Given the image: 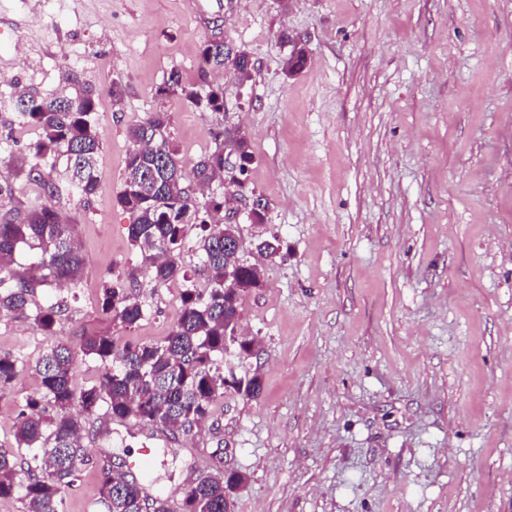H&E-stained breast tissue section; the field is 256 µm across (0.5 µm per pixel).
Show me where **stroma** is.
I'll return each mask as SVG.
<instances>
[{"mask_svg":"<svg viewBox=\"0 0 512 512\" xmlns=\"http://www.w3.org/2000/svg\"><path fill=\"white\" fill-rule=\"evenodd\" d=\"M0 0V217L45 199L20 173L38 132L20 126L17 91L47 97L74 71L97 91L98 188L55 206L78 228L85 268L63 297L59 336L117 343L167 335L180 283L136 293L125 330L101 312L106 280L137 259L122 187L129 129L151 113L186 168L217 127L253 147L243 197L231 201L243 257L278 236L240 325L262 353L260 398L225 393L206 426L170 443L132 422L87 436L82 479L65 512H94L103 450L151 449L155 487L179 504L215 464L246 475L234 512H512V0ZM246 50L251 82L232 69L215 114L158 95L170 70L198 81L213 18ZM306 43V68L283 72L281 32ZM121 99H113V83ZM268 204L254 224L253 198ZM49 345L30 318L0 313V354L27 366L0 390V446L11 447L35 365ZM222 460H215L216 446Z\"/></svg>","mask_w":512,"mask_h":512,"instance_id":"35a3bbf8","label":"stroma"}]
</instances>
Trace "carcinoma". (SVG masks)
<instances>
[{"mask_svg":"<svg viewBox=\"0 0 512 512\" xmlns=\"http://www.w3.org/2000/svg\"><path fill=\"white\" fill-rule=\"evenodd\" d=\"M280 40L291 45L285 64L295 63L292 73L307 64L302 41L286 32ZM201 55L208 72L232 66L239 81L252 79L253 66L244 50L234 51L222 41L207 40ZM65 86L52 98L21 96V123L37 128L38 139L29 151L36 160L28 175L43 183L49 201L35 204L0 220V313L25 316L40 288L54 283L75 285L85 259L76 241V225L64 218L51 203L66 195L80 202L94 194L97 185L99 135L94 123L95 94L79 76L69 72ZM210 112L224 111V87L210 85L201 92L183 82L172 70L158 89ZM169 118L154 112L129 129L131 146L126 153L123 187L118 205L130 216L128 238L139 263L107 282L102 288V313L112 323L132 329L144 319L143 304L132 289L146 275L157 287L173 281L182 285L177 320L163 339L155 342L116 343L108 333L81 336L78 346L57 338L60 304L36 307L34 324L52 344L37 362L41 392L29 397L14 425L15 446L0 448V501L20 499L24 512H63V492L80 480L87 462L84 432L110 434L112 421H135L161 432L175 443L180 436L204 425L216 402L233 391L256 399L262 391L260 377L248 372L240 376L244 387L224 386V355L235 352L249 357L255 337L235 334L240 308L247 295L264 286V268L243 259L242 251L224 247V239L237 235L233 224L222 219L224 193H214L204 205L198 191L215 182L244 190L242 179L254 155L249 139L241 132L214 134L215 148L194 165V181L183 175L182 158L168 134ZM231 145L235 163L224 165V143ZM66 160V180L55 182L40 170H54ZM201 231L199 264L189 270L179 262L185 248V226ZM29 248L26 267L14 268L18 246ZM269 261L280 256L277 236L256 245ZM235 272L233 286L224 287V270ZM204 276L208 288H197L196 275ZM99 362L93 382L81 389L73 384L77 354ZM25 361L15 355H0V390L8 388ZM25 478H19L20 473ZM143 477L133 472L117 474L112 453H104L99 470L98 503L102 512H170L169 501L145 492ZM224 470L192 479L182 496L179 512H232Z\"/></svg>","mask_w":512,"mask_h":512,"instance_id":"obj_1","label":"carcinoma"}]
</instances>
